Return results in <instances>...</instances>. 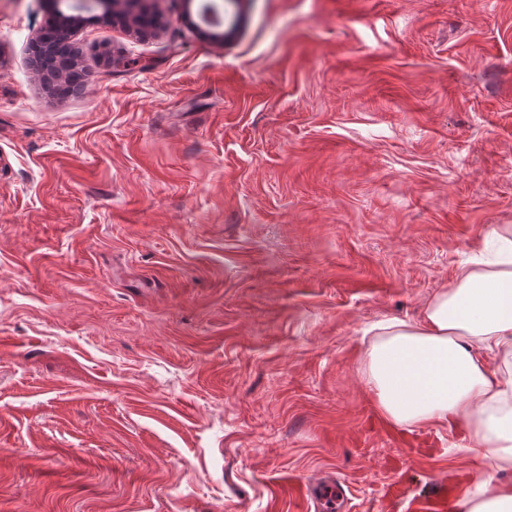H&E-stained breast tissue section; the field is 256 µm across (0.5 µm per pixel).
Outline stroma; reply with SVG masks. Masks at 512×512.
<instances>
[{"mask_svg":"<svg viewBox=\"0 0 512 512\" xmlns=\"http://www.w3.org/2000/svg\"><path fill=\"white\" fill-rule=\"evenodd\" d=\"M0 0V512H408L491 459L385 420L368 328L512 225V0ZM54 26L50 34L42 36L38 44L42 47V53L38 57L41 68H47L49 64H55L58 68L61 67V51L59 50L60 37L63 34H70L75 31L86 20L79 15H56L53 18ZM61 69V68H60Z\"/></svg>","mask_w":512,"mask_h":512,"instance_id":"obj_1","label":"stroma"}]
</instances>
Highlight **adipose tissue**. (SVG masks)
Instances as JSON below:
<instances>
[{
    "label": "adipose tissue",
    "instance_id": "obj_1",
    "mask_svg": "<svg viewBox=\"0 0 512 512\" xmlns=\"http://www.w3.org/2000/svg\"><path fill=\"white\" fill-rule=\"evenodd\" d=\"M498 258L474 259L452 287L428 301L422 321L388 322L366 353L382 414L398 425H463L467 439L512 469V370H491L488 354L512 359V229L498 228ZM468 512H512V485L487 477Z\"/></svg>",
    "mask_w": 512,
    "mask_h": 512
}]
</instances>
